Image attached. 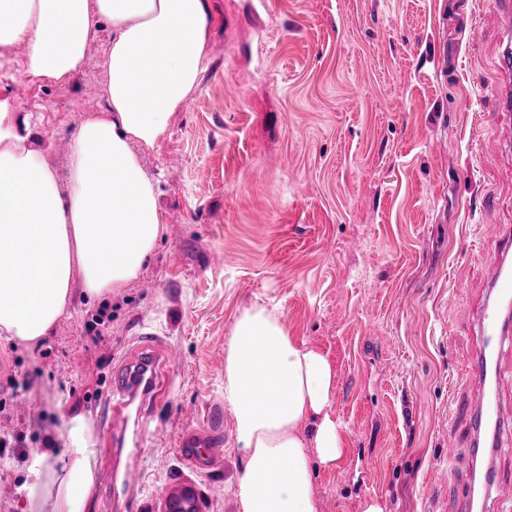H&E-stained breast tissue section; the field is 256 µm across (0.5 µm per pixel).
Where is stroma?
<instances>
[{"mask_svg": "<svg viewBox=\"0 0 512 512\" xmlns=\"http://www.w3.org/2000/svg\"><path fill=\"white\" fill-rule=\"evenodd\" d=\"M209 61L166 137L140 150L165 212L142 284L89 298L33 347L0 335L25 435L0 464V512H27L44 437L65 448L83 415L104 460L100 411L113 367L142 333L178 347L157 380L138 460L145 491L180 474V437L208 429L222 462L207 512H237L245 460L224 404L225 346L246 308H277L298 344L326 354L343 456L314 464L318 512H460L466 438L447 460L451 405L470 400L469 319L491 278L483 224L512 225V119L489 102L503 22L484 0H209ZM100 28L66 83L0 65V96L29 113L65 173L84 116L105 105ZM27 92H16L18 84ZM223 256L221 266L209 256ZM104 326L92 331L96 318Z\"/></svg>", "mask_w": 512, "mask_h": 512, "instance_id": "stroma-1", "label": "stroma"}]
</instances>
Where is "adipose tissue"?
Segmentation results:
<instances>
[{
    "label": "adipose tissue",
    "mask_w": 512,
    "mask_h": 512,
    "mask_svg": "<svg viewBox=\"0 0 512 512\" xmlns=\"http://www.w3.org/2000/svg\"><path fill=\"white\" fill-rule=\"evenodd\" d=\"M105 106L79 126L66 178L46 162L28 119L0 98V334L35 344L66 312L72 274L101 298L135 286L163 231L164 211L136 148L165 138L199 84L211 37L208 0H0V62L25 43L29 68L66 83L101 27ZM328 357L298 345L277 309L235 321L224 359V404L245 459L238 512H318L313 462L343 454L328 406ZM61 454H34L28 512H87L95 474L84 417L66 423Z\"/></svg>",
    "instance_id": "adipose-tissue-1"
}]
</instances>
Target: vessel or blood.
Returning a JSON list of instances; mask_svg holds the SVG:
<instances>
[{"label":"vessel or blood","instance_id":"1","mask_svg":"<svg viewBox=\"0 0 512 512\" xmlns=\"http://www.w3.org/2000/svg\"><path fill=\"white\" fill-rule=\"evenodd\" d=\"M490 8L505 24L500 65L502 82L491 96L501 112H512V0H489ZM485 234L496 238L498 249L492 261L493 275L489 295L478 307L474 329L478 351L466 358L468 384L480 392L478 400L466 408L471 431V470L462 490L463 512H512V500H493L496 486L493 467L485 463V450L496 446L505 429H512V417L498 405L501 386L500 364L506 341L512 340V227L488 224ZM179 349L162 345L149 333L138 336L130 355L114 370L106 397L103 446L108 459L99 477L100 496L115 512H203L204 492L201 476L221 462L212 435L190 432L179 441L178 456L184 473L173 478L156 496L142 494L135 469L141 451V436H129V408L137 398L156 394L158 368L177 365Z\"/></svg>","mask_w":512,"mask_h":512}]
</instances>
